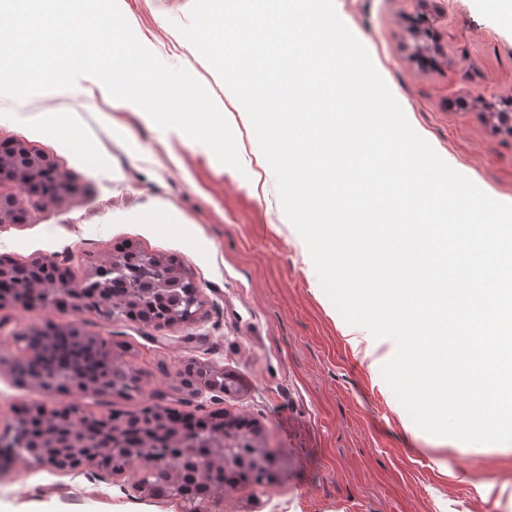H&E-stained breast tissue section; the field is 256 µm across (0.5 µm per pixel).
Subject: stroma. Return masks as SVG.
Segmentation results:
<instances>
[{"instance_id": "35a3bbf8", "label": "stroma", "mask_w": 512, "mask_h": 512, "mask_svg": "<svg viewBox=\"0 0 512 512\" xmlns=\"http://www.w3.org/2000/svg\"><path fill=\"white\" fill-rule=\"evenodd\" d=\"M150 50L188 69L214 100L232 94L177 31L193 0H125ZM339 17L370 57L409 122L448 163L493 198L512 200V133L498 113L512 99V0H334ZM60 112L68 137L34 123ZM21 143L46 157L66 189L49 204L24 195L21 223L0 224V259L48 256L73 284L101 260L134 246L173 260L201 288L197 323L156 327L49 310L0 307V431L21 408L76 406L100 417L163 401L183 415L221 410L258 429L275 459L270 482L227 490L216 512H512V453L456 449L453 439L406 432L399 402L381 375L392 339L344 336L318 291L307 247L289 223L273 172L258 189L182 131L117 110L80 90L24 101L0 96V146ZM100 158L89 169L87 157ZM170 213V224L142 218ZM122 344L143 375L128 400L70 389L47 393L19 379L33 357L19 334L46 322ZM235 381L224 399L184 401L173 389L188 360ZM507 486L501 502L476 499L472 481ZM140 475L106 480L0 456V512H182L180 500L137 499Z\"/></svg>"}]
</instances>
